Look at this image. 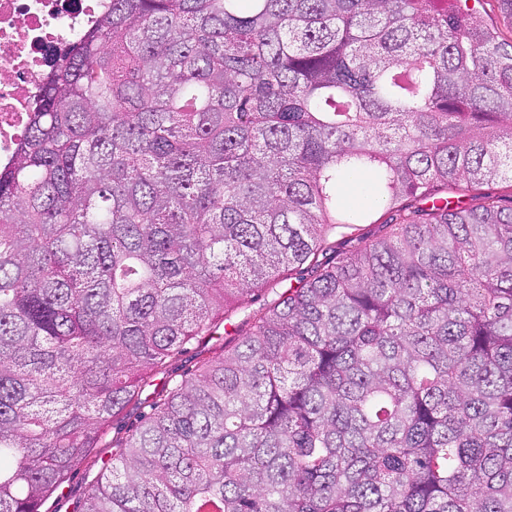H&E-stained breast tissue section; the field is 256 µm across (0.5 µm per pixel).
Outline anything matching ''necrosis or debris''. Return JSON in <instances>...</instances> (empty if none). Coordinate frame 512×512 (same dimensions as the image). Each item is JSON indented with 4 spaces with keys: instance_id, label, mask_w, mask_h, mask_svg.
<instances>
[{
    "instance_id": "1",
    "label": "necrosis or debris",
    "mask_w": 512,
    "mask_h": 512,
    "mask_svg": "<svg viewBox=\"0 0 512 512\" xmlns=\"http://www.w3.org/2000/svg\"><path fill=\"white\" fill-rule=\"evenodd\" d=\"M107 0H0V165L9 164L46 74Z\"/></svg>"
}]
</instances>
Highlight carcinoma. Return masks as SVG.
Returning <instances> with one entry per match:
<instances>
[{
    "label": "carcinoma",
    "instance_id": "1",
    "mask_svg": "<svg viewBox=\"0 0 512 512\" xmlns=\"http://www.w3.org/2000/svg\"><path fill=\"white\" fill-rule=\"evenodd\" d=\"M499 180L512 42L461 0H111L0 168V512L81 466L74 512H512ZM214 341L215 340H213L210 343L206 342L205 344L200 346V348H198V349H196V343H193L192 346H189L188 352L185 353L180 358L179 361L173 363L169 367L170 374H172L173 376H177V378H179L180 374H183L189 370L194 369V366L199 361V358L202 357V356L198 355L199 351L205 348L203 355H205L208 352L213 351V349H214L213 342Z\"/></svg>",
    "mask_w": 512,
    "mask_h": 512
}]
</instances>
